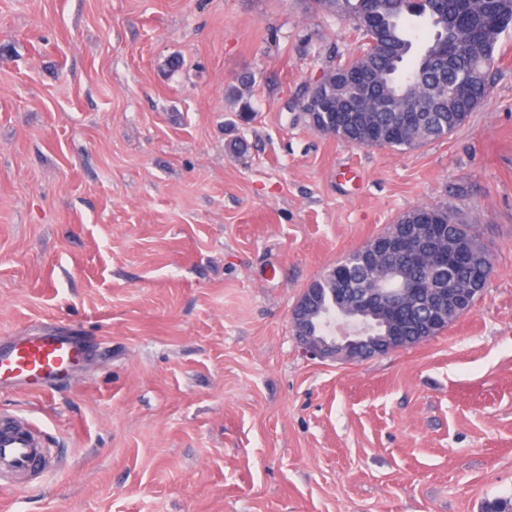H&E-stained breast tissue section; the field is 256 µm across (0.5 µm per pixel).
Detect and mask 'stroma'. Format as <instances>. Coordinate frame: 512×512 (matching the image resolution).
<instances>
[{"label":"stroma","mask_w":512,"mask_h":512,"mask_svg":"<svg viewBox=\"0 0 512 512\" xmlns=\"http://www.w3.org/2000/svg\"><path fill=\"white\" fill-rule=\"evenodd\" d=\"M349 20L309 0H0V338L83 365L0 410L50 468L0 512H488L512 500V32L448 137L359 147L294 107ZM241 120L228 92L242 85ZM423 205L494 269L445 331L307 357L308 284Z\"/></svg>","instance_id":"1"}]
</instances>
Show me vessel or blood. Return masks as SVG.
Instances as JSON below:
<instances>
[{
  "label": "vessel or blood",
  "mask_w": 512,
  "mask_h": 512,
  "mask_svg": "<svg viewBox=\"0 0 512 512\" xmlns=\"http://www.w3.org/2000/svg\"><path fill=\"white\" fill-rule=\"evenodd\" d=\"M88 347L76 337L36 332L19 339L0 338V392L47 391L85 359ZM45 433L24 416L0 413V486L46 469Z\"/></svg>",
  "instance_id": "vessel-or-blood-1"
}]
</instances>
